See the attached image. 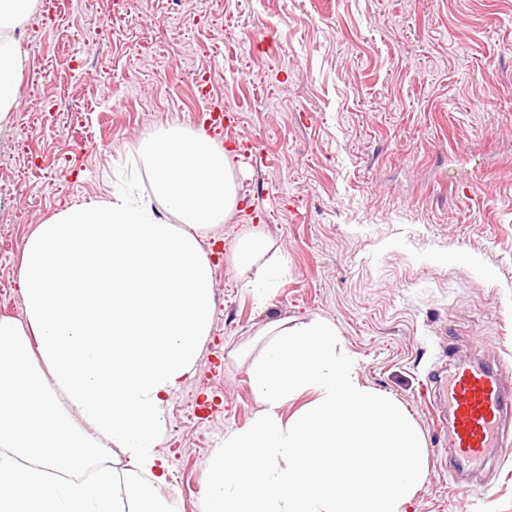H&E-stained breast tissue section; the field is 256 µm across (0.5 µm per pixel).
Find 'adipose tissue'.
<instances>
[{
	"instance_id": "1",
	"label": "adipose tissue",
	"mask_w": 512,
	"mask_h": 512,
	"mask_svg": "<svg viewBox=\"0 0 512 512\" xmlns=\"http://www.w3.org/2000/svg\"><path fill=\"white\" fill-rule=\"evenodd\" d=\"M36 3L0 0V124L26 62L11 32ZM140 151L178 223L125 189L65 205L25 241L26 319L0 318V512H167L151 487L115 491L112 470L90 464L114 447L126 471L165 483L163 404L192 375L214 315L200 241L237 189L205 131L170 127Z\"/></svg>"
}]
</instances>
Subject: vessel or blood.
I'll return each mask as SVG.
<instances>
[{"label":"vessel or blood","mask_w":512,"mask_h":512,"mask_svg":"<svg viewBox=\"0 0 512 512\" xmlns=\"http://www.w3.org/2000/svg\"><path fill=\"white\" fill-rule=\"evenodd\" d=\"M512 374L506 358L456 360L448 370L431 372L440 399L433 412L448 427V444L461 465L472 470L486 466L495 454L512 453V435L505 417L512 411V393L504 375Z\"/></svg>","instance_id":"1"}]
</instances>
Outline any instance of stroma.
Masks as SVG:
<instances>
[{"label": "stroma", "instance_id": "35a3bbf8", "mask_svg": "<svg viewBox=\"0 0 512 512\" xmlns=\"http://www.w3.org/2000/svg\"><path fill=\"white\" fill-rule=\"evenodd\" d=\"M20 31L38 78L0 126V318L25 317L37 224L118 187L152 195L143 140L203 127L209 100L237 114L220 147L254 148L202 241L218 299L164 405L159 499L203 512L209 457L257 410L264 327L319 317L425 441L412 512H512V457L467 485L426 395L449 358L512 357V0H61ZM258 229L283 269L262 305L231 263ZM217 402L224 421L206 427Z\"/></svg>", "mask_w": 512, "mask_h": 512}]
</instances>
